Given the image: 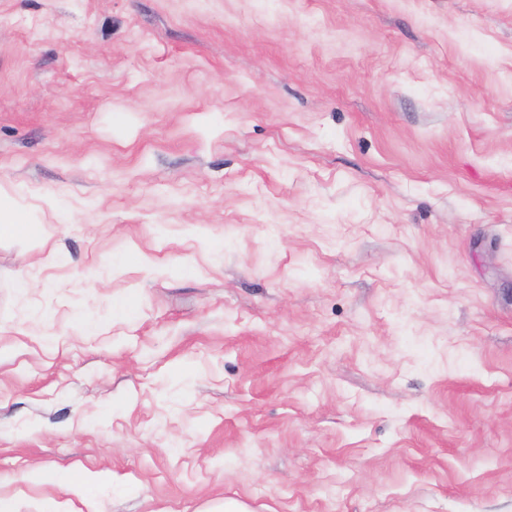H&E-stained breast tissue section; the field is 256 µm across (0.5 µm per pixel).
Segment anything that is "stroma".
Here are the masks:
<instances>
[{
    "instance_id": "35a3bbf8",
    "label": "stroma",
    "mask_w": 512,
    "mask_h": 512,
    "mask_svg": "<svg viewBox=\"0 0 512 512\" xmlns=\"http://www.w3.org/2000/svg\"><path fill=\"white\" fill-rule=\"evenodd\" d=\"M0 207V512H512V0H0ZM26 481H47L66 494L77 497L86 507V512H97L94 508L93 491L102 482L98 473L81 471L79 474L73 466H59L50 472L31 471Z\"/></svg>"
}]
</instances>
